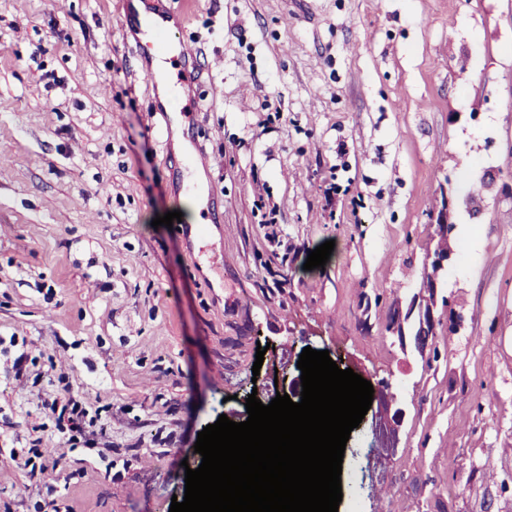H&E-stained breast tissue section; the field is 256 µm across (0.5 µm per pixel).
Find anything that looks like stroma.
<instances>
[{
	"instance_id": "1",
	"label": "stroma",
	"mask_w": 512,
	"mask_h": 512,
	"mask_svg": "<svg viewBox=\"0 0 512 512\" xmlns=\"http://www.w3.org/2000/svg\"><path fill=\"white\" fill-rule=\"evenodd\" d=\"M124 12L0 0V512H169L199 432L238 420L285 343L406 412L351 432L338 512H512V0H196L172 37L197 49L184 137L224 206L202 239L151 225L183 207L179 155ZM447 204L464 305L429 363L388 316ZM67 388L100 426L71 447ZM33 446L40 481L9 458Z\"/></svg>"
}]
</instances>
